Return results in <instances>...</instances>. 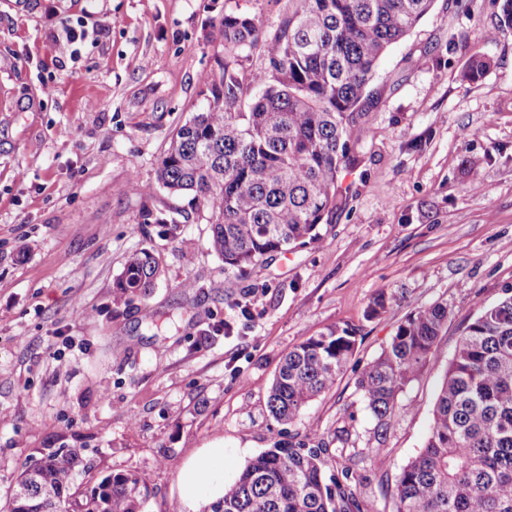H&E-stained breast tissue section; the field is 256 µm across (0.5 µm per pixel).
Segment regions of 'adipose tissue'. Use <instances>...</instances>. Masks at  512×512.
<instances>
[{"label": "adipose tissue", "mask_w": 512, "mask_h": 512, "mask_svg": "<svg viewBox=\"0 0 512 512\" xmlns=\"http://www.w3.org/2000/svg\"><path fill=\"white\" fill-rule=\"evenodd\" d=\"M226 483L224 444L215 441L186 459L180 468L177 494L182 512H201L220 500Z\"/></svg>", "instance_id": "ef3b65f1"}]
</instances>
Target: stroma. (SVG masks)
I'll return each mask as SVG.
<instances>
[{
	"mask_svg": "<svg viewBox=\"0 0 512 512\" xmlns=\"http://www.w3.org/2000/svg\"><path fill=\"white\" fill-rule=\"evenodd\" d=\"M290 7L0 0V510L55 432L93 463L83 488L137 474L144 512H180L182 463L219 440L231 480L275 442H325L326 472L351 469L358 500L391 512L361 454L373 420L355 380L411 311L452 308L388 431L391 460L404 465L423 446L476 301L512 286V34L496 32L498 0H435L379 63L361 168L346 175L347 199L321 240L238 278L210 250L206 215L171 236L141 213L188 206L154 188V168L206 104L200 76L224 56V15L255 17L269 34ZM70 20L85 36L63 57ZM475 54L490 67L470 82ZM134 176L151 192L131 193ZM144 247L161 278L148 295L115 298V275ZM381 292L386 311L366 319ZM333 324L357 328L354 360L331 392L278 425L267 395L282 356Z\"/></svg>",
	"mask_w": 512,
	"mask_h": 512,
	"instance_id": "1",
	"label": "stroma"
}]
</instances>
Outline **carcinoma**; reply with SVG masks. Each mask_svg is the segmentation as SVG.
I'll return each instance as SVG.
<instances>
[{
    "mask_svg": "<svg viewBox=\"0 0 512 512\" xmlns=\"http://www.w3.org/2000/svg\"><path fill=\"white\" fill-rule=\"evenodd\" d=\"M291 2L269 35L253 17L224 14V61L201 78L207 106L173 133L155 168L159 187L189 197L191 209L207 215L211 250L224 271L240 277L272 253L321 239L325 216L340 206L344 175L360 163L377 62L412 33L433 0ZM500 2L496 34H511L512 0ZM246 52L265 66H246ZM487 68L474 54L464 78L476 81ZM141 217L174 234L189 213L146 209ZM160 276L159 259L142 248L128 257L113 290L145 296ZM476 306L448 363L423 449L387 487L392 512H512V287ZM452 314L443 302L409 313L356 380L375 420L371 461L385 476L398 396L426 367ZM356 345L352 327L333 325L289 350L269 389L274 420L293 423L332 390ZM327 452L304 442L275 444L246 464L210 512H377L356 499L350 470L326 481ZM91 469L65 442L48 450L17 479L33 486L28 512H53L66 494L72 512H139L136 474H110L84 496L76 481Z\"/></svg>",
    "mask_w": 512,
    "mask_h": 512,
    "instance_id": "1",
    "label": "carcinoma"
}]
</instances>
